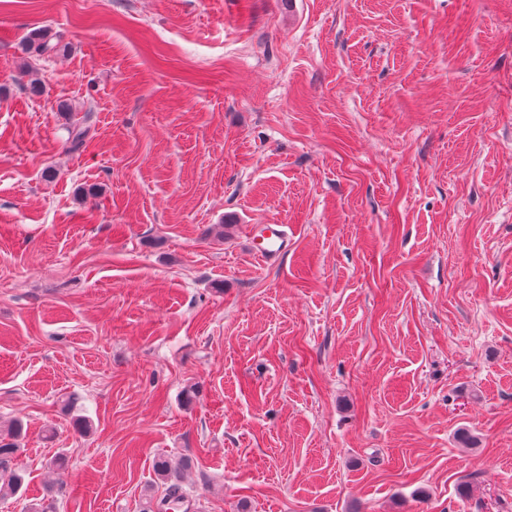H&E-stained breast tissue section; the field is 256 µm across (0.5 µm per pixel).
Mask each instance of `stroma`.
<instances>
[{
	"instance_id": "stroma-1",
	"label": "stroma",
	"mask_w": 512,
	"mask_h": 512,
	"mask_svg": "<svg viewBox=\"0 0 512 512\" xmlns=\"http://www.w3.org/2000/svg\"><path fill=\"white\" fill-rule=\"evenodd\" d=\"M16 419L0 512H512V0H0ZM52 40H55L53 43ZM68 43H63L60 35L51 34L47 30H39L31 33L22 43V52L29 57H43L65 52ZM283 224H264L261 242L255 246L254 254L263 263H272L284 252L288 237ZM24 425L16 420L0 433V494H15L24 484V469L17 463ZM156 469L158 476L165 480L167 485L165 488V494L162 498L154 502L150 499L147 502V512H166L172 509L176 505L183 506L185 503H189L187 492L183 486L181 476L172 467L169 460L165 458H159L156 462Z\"/></svg>"
}]
</instances>
